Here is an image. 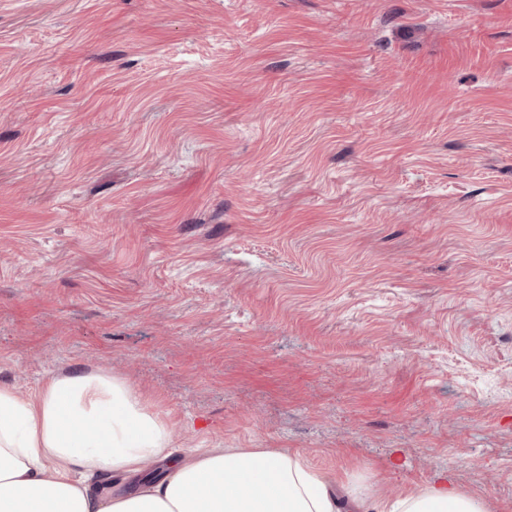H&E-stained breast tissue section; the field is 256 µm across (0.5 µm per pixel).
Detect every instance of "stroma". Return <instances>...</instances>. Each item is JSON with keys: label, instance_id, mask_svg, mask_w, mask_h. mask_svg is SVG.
<instances>
[{"label": "stroma", "instance_id": "stroma-1", "mask_svg": "<svg viewBox=\"0 0 512 512\" xmlns=\"http://www.w3.org/2000/svg\"><path fill=\"white\" fill-rule=\"evenodd\" d=\"M91 370L512 512V0H0V385Z\"/></svg>", "mask_w": 512, "mask_h": 512}]
</instances>
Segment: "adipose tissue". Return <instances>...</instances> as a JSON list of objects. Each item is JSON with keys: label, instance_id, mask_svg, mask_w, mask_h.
I'll list each match as a JSON object with an SVG mask.
<instances>
[{"label": "adipose tissue", "instance_id": "ef3b65f1", "mask_svg": "<svg viewBox=\"0 0 512 512\" xmlns=\"http://www.w3.org/2000/svg\"><path fill=\"white\" fill-rule=\"evenodd\" d=\"M167 417L120 377H54L35 397L0 385V512H486L441 473L414 498L332 483L273 448L200 449L173 457ZM167 468L146 476L149 464ZM109 474L120 490H91Z\"/></svg>", "mask_w": 512, "mask_h": 512}]
</instances>
